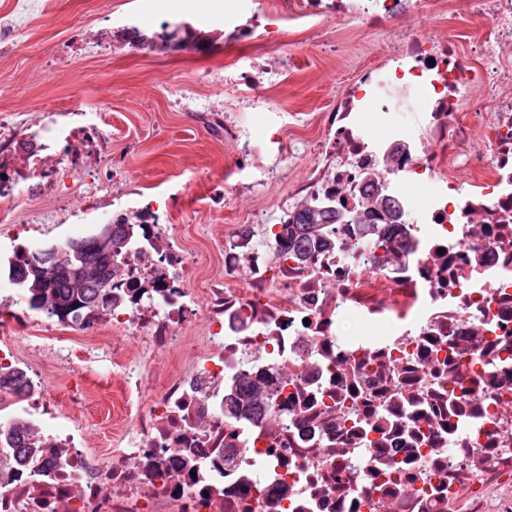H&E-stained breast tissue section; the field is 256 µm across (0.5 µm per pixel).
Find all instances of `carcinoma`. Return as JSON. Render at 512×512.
<instances>
[{"label":"carcinoma","mask_w":512,"mask_h":512,"mask_svg":"<svg viewBox=\"0 0 512 512\" xmlns=\"http://www.w3.org/2000/svg\"><path fill=\"white\" fill-rule=\"evenodd\" d=\"M329 222V211L319 205L297 210L282 225L281 235L304 244L324 243L323 226ZM140 226L119 216L112 221V232L101 231L59 245L60 254L52 265L41 262L40 253L21 245L8 261L6 271L15 284L28 295L30 307L60 318L80 310L112 306V278L118 269L115 259L131 247ZM27 381L15 372L0 376V389L7 388L17 396L24 394ZM13 447L25 458L36 454L33 437L25 425L13 430Z\"/></svg>","instance_id":"carcinoma-1"}]
</instances>
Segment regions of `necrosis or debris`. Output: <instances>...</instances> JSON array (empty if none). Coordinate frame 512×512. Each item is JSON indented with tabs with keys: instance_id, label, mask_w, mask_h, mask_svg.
<instances>
[{
	"instance_id": "necrosis-or-debris-1",
	"label": "necrosis or debris",
	"mask_w": 512,
	"mask_h": 512,
	"mask_svg": "<svg viewBox=\"0 0 512 512\" xmlns=\"http://www.w3.org/2000/svg\"><path fill=\"white\" fill-rule=\"evenodd\" d=\"M278 7L396 30L324 113L310 172L259 167L288 186L282 215L335 210L331 247L228 224L205 278L208 254L147 224L111 308L80 315L137 344L110 361L130 421L102 455L44 385L53 321L8 337L25 312L0 282V374L28 380L0 429L26 422L40 446L14 466L0 441V512H512V0H470L493 37L469 49L440 33L443 0ZM80 113L0 117V193H56L105 140Z\"/></svg>"
}]
</instances>
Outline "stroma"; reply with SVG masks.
Wrapping results in <instances>:
<instances>
[{
    "label": "stroma",
    "instance_id": "1",
    "mask_svg": "<svg viewBox=\"0 0 512 512\" xmlns=\"http://www.w3.org/2000/svg\"><path fill=\"white\" fill-rule=\"evenodd\" d=\"M271 0H37L16 47L0 53V115L37 114L47 107L81 106L103 115L109 138L89 161L105 183L108 213L80 211L69 201L68 223L41 226L44 246L64 243L80 224L96 231L130 205L159 206L184 242L212 247L228 224L278 223V194L259 185L238 195L224 173L239 163L224 140L232 118L260 161L287 154L293 142L321 137V116L351 83L358 67L377 60L387 25L324 28L308 39L293 21L271 26ZM176 23L175 41L143 49L120 40L76 51L75 43L109 29L153 32ZM53 197L32 201L0 197V264L14 243L9 231L33 209L56 206ZM58 335L105 358L128 356L122 337L91 338L65 323ZM88 397L71 406L93 444L112 446L126 417L112 381L89 378Z\"/></svg>",
    "mask_w": 512,
    "mask_h": 512
}]
</instances>
